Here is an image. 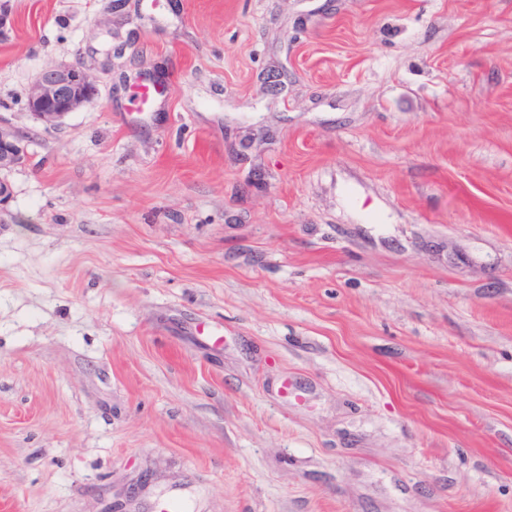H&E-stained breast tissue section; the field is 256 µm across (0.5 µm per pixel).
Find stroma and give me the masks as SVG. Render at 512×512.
<instances>
[{"label":"stroma","mask_w":512,"mask_h":512,"mask_svg":"<svg viewBox=\"0 0 512 512\" xmlns=\"http://www.w3.org/2000/svg\"><path fill=\"white\" fill-rule=\"evenodd\" d=\"M0 116V512H512V0H0ZM95 90L93 78L84 67L48 66L33 82L27 95V107L47 128H56L66 116L90 101ZM29 137L0 116V172H9L28 158Z\"/></svg>","instance_id":"1"}]
</instances>
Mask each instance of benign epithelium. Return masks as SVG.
<instances>
[{"label": "benign epithelium", "instance_id": "benign-epithelium-1", "mask_svg": "<svg viewBox=\"0 0 512 512\" xmlns=\"http://www.w3.org/2000/svg\"><path fill=\"white\" fill-rule=\"evenodd\" d=\"M95 94L90 73L78 65H53L40 71L28 95L29 111L48 128L60 126L70 113ZM29 137L0 117V172H9L28 158Z\"/></svg>", "mask_w": 512, "mask_h": 512}]
</instances>
